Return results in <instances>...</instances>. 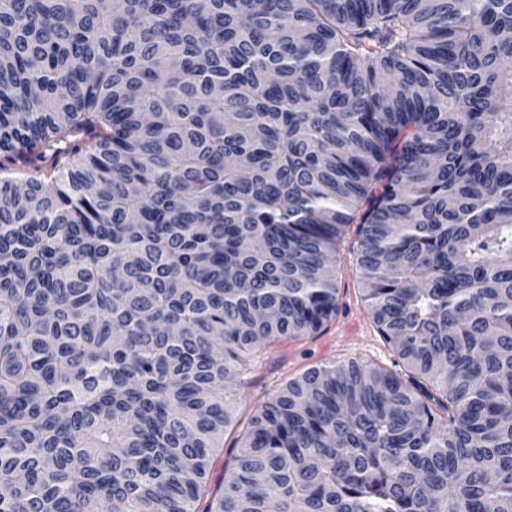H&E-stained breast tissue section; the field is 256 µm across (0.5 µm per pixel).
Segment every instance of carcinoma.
Segmentation results:
<instances>
[{
    "label": "carcinoma",
    "instance_id": "obj_1",
    "mask_svg": "<svg viewBox=\"0 0 512 512\" xmlns=\"http://www.w3.org/2000/svg\"><path fill=\"white\" fill-rule=\"evenodd\" d=\"M512 0H0V512H512ZM364 300L402 368L266 346ZM358 225H350L336 253L339 311L320 333L269 345L255 358L248 375L250 384L239 393L236 423L224 434V447L214 455L209 489L219 493L224 473L234 465V455L250 420L289 379L308 369L340 361L357 359L397 370L389 345L379 336L363 297L361 274L357 264L360 236Z\"/></svg>",
    "mask_w": 512,
    "mask_h": 512
}]
</instances>
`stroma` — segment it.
<instances>
[{
	"label": "stroma",
	"instance_id": "1",
	"mask_svg": "<svg viewBox=\"0 0 512 512\" xmlns=\"http://www.w3.org/2000/svg\"><path fill=\"white\" fill-rule=\"evenodd\" d=\"M359 241L357 228L352 225L338 246L339 311L336 318L318 334L269 345L256 357L248 375L250 383L238 396L236 423L225 432L224 446L212 460L210 491L222 488L224 474L234 465L236 448L252 417L289 379L312 367L344 359L391 367L393 353L379 336L364 302L357 264Z\"/></svg>",
	"mask_w": 512,
	"mask_h": 512
}]
</instances>
